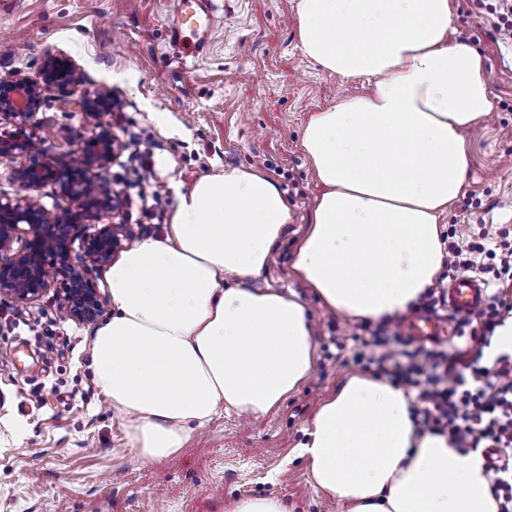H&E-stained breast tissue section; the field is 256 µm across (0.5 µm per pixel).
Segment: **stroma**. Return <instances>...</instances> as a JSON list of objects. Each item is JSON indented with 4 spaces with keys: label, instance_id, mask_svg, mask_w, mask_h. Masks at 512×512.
Here are the masks:
<instances>
[{
    "label": "stroma",
    "instance_id": "obj_1",
    "mask_svg": "<svg viewBox=\"0 0 512 512\" xmlns=\"http://www.w3.org/2000/svg\"><path fill=\"white\" fill-rule=\"evenodd\" d=\"M490 0H451L457 38L485 58L493 110L468 135L471 168L442 227L475 237L512 231V40L503 39ZM297 0H229L207 49L183 65L168 44L166 0H11L0 8V71L38 79L48 55L71 60L80 86L51 89L33 117L36 152L54 156L92 135L96 117L79 105L103 88L119 99L114 133L143 132L149 167L112 162L107 186L127 195L118 216L129 244L162 237L178 194L200 178L253 169L284 193L292 220L252 288L292 289L307 307L319 347L360 332L361 321L328 313L289 269L320 191L299 147L309 116L348 92L305 56ZM159 187L156 205L140 191ZM92 328L62 318L54 292L30 303L0 300V512H223L224 500L281 496L295 512H346L311 483L293 449L320 402L362 373L351 355L317 356L308 380L275 412L237 414L197 429L180 454L158 465L129 447L122 416L92 373Z\"/></svg>",
    "mask_w": 512,
    "mask_h": 512
}]
</instances>
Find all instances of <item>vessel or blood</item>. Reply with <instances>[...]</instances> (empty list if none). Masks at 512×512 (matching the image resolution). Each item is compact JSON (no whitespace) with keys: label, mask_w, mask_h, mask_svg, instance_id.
Segmentation results:
<instances>
[{"label":"vessel or blood","mask_w":512,"mask_h":512,"mask_svg":"<svg viewBox=\"0 0 512 512\" xmlns=\"http://www.w3.org/2000/svg\"><path fill=\"white\" fill-rule=\"evenodd\" d=\"M220 0H175L169 21L168 43L181 60H194L206 49L219 21ZM445 294L448 310L457 316L475 314L488 299L486 283L475 275H461L450 281ZM448 322L427 314L418 318L412 331L426 344L443 338Z\"/></svg>","instance_id":"obj_1"}]
</instances>
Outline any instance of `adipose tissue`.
Listing matches in <instances>:
<instances>
[{"mask_svg":"<svg viewBox=\"0 0 512 512\" xmlns=\"http://www.w3.org/2000/svg\"><path fill=\"white\" fill-rule=\"evenodd\" d=\"M307 58L375 87L314 113L300 146L322 187L292 269L325 310L406 313L446 257L439 220L470 167L466 132L491 112L485 59L454 40L450 0H298ZM291 218L266 176L233 170L178 195L163 237L107 273L113 313L92 340L95 379L148 463L216 415H264L310 376L317 344L291 291L247 287ZM402 388L366 374L315 412L297 447L348 512H498L480 455L420 431Z\"/></svg>","mask_w":512,"mask_h":512,"instance_id":"obj_1","label":"adipose tissue"}]
</instances>
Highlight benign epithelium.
<instances>
[{
	"label": "benign epithelium",
	"instance_id": "1",
	"mask_svg": "<svg viewBox=\"0 0 512 512\" xmlns=\"http://www.w3.org/2000/svg\"><path fill=\"white\" fill-rule=\"evenodd\" d=\"M79 82L72 62L57 55L46 59L40 80L0 74V113L12 120V130L0 134V157L27 158L15 172L19 193L0 200V297L28 303L53 289L64 318L94 323L102 315L103 300L93 271L110 262L129 236L125 224L96 223L101 213L114 211L120 199L101 174L121 143L111 126L100 122L73 151L60 156L33 152L39 126L32 118L46 90ZM113 105L108 89L82 102L84 110L97 117ZM48 183L76 207L45 209L37 192ZM77 240L80 247L75 251Z\"/></svg>",
	"mask_w": 512,
	"mask_h": 512
}]
</instances>
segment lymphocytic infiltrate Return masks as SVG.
<instances>
[{"label":"lymphocytic infiltrate","instance_id":"f902f5d3","mask_svg":"<svg viewBox=\"0 0 512 512\" xmlns=\"http://www.w3.org/2000/svg\"><path fill=\"white\" fill-rule=\"evenodd\" d=\"M445 264L449 274L479 270L498 288L485 309L458 319L461 333L472 336L480 348L448 352L423 345L399 350L395 319H384L371 329L372 347L356 352L364 368L415 389L414 410L420 429L449 437L458 447L487 455L495 453L492 493L498 512H512V349L495 347L496 331L512 315V305L501 295L512 286V241L458 238L447 234Z\"/></svg>","mask_w":512,"mask_h":512}]
</instances>
